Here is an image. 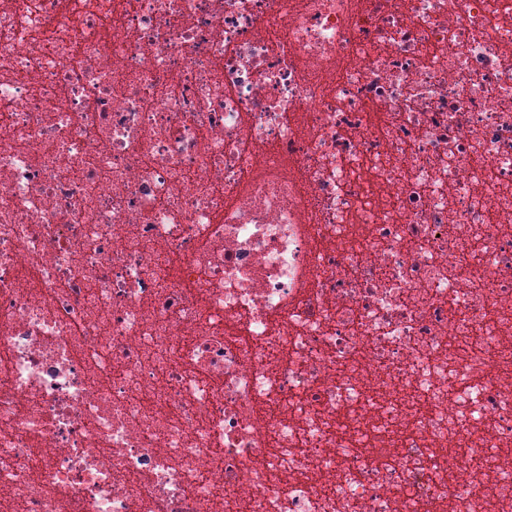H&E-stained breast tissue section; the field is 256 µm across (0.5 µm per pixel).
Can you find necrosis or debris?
I'll return each mask as SVG.
<instances>
[{"instance_id":"4bbe7bcc","label":"necrosis or debris","mask_w":512,"mask_h":512,"mask_svg":"<svg viewBox=\"0 0 512 512\" xmlns=\"http://www.w3.org/2000/svg\"><path fill=\"white\" fill-rule=\"evenodd\" d=\"M512 512V0H0V512Z\"/></svg>"}]
</instances>
